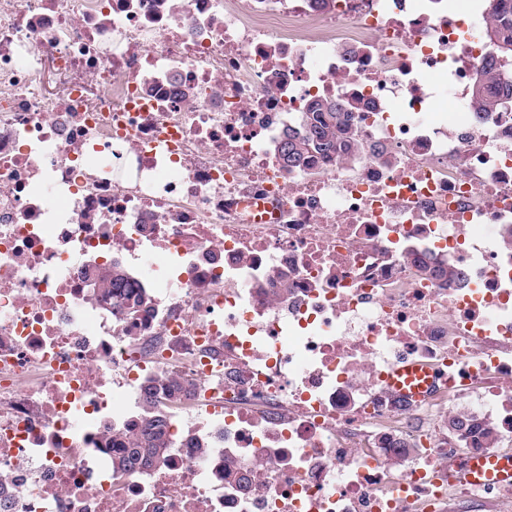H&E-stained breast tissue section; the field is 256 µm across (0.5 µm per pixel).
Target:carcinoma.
Wrapping results in <instances>:
<instances>
[{
  "label": "carcinoma",
  "instance_id": "cac0c4a2",
  "mask_svg": "<svg viewBox=\"0 0 512 512\" xmlns=\"http://www.w3.org/2000/svg\"><path fill=\"white\" fill-rule=\"evenodd\" d=\"M492 19L486 27L493 53L512 58V0H492ZM512 98V85L502 83L495 67L483 65L476 78L471 99L474 112L492 111L502 98ZM356 133L350 125L347 105L332 98L311 101L296 125L288 128L278 145L281 161L289 168L299 167L314 155H327L350 150ZM420 275L439 282L461 279L452 267L424 262L418 267ZM101 294L112 305L133 314L147 300V291L119 266L105 267L98 272ZM189 385L162 386L152 382L144 385L140 397L141 424L124 441L120 452L112 456V473L118 477L156 469L166 464L172 443L165 435L168 414L166 406L175 404L188 392ZM448 430L465 438L477 435L490 444L496 437L470 416L452 415Z\"/></svg>",
  "mask_w": 512,
  "mask_h": 512
}]
</instances>
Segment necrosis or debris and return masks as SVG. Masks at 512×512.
<instances>
[{"instance_id": "4bbe7bcc", "label": "necrosis or debris", "mask_w": 512, "mask_h": 512, "mask_svg": "<svg viewBox=\"0 0 512 512\" xmlns=\"http://www.w3.org/2000/svg\"><path fill=\"white\" fill-rule=\"evenodd\" d=\"M491 12L0 0V512L506 498L449 475L493 450L442 420L512 439V103L469 107ZM315 98L352 102L357 142L285 168L278 144ZM421 261L463 280L423 279ZM115 263L150 293L137 314L91 276ZM404 358L436 386L407 407L383 382ZM150 381L191 385L174 446L114 478ZM448 421L450 422V426H448V431H454L453 435H459L463 438L468 435H477L482 438L489 444H495L497 438L492 435L488 430L483 428L477 419L470 416L463 415H452L449 417Z\"/></svg>"}]
</instances>
